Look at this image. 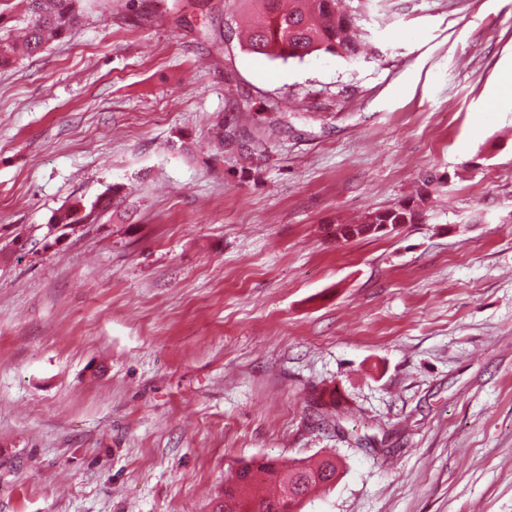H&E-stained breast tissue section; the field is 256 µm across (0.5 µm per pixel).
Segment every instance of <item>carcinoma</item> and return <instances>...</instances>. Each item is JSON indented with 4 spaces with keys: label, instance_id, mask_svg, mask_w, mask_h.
Segmentation results:
<instances>
[{
    "label": "carcinoma",
    "instance_id": "1",
    "mask_svg": "<svg viewBox=\"0 0 512 512\" xmlns=\"http://www.w3.org/2000/svg\"><path fill=\"white\" fill-rule=\"evenodd\" d=\"M265 15L266 23L246 34L244 48L251 54L269 59L302 62L312 55L329 54L348 62L356 61L362 54L361 33L355 24L359 8L341 10V0H257ZM29 21L24 35L18 40L0 39V64L18 58H33L42 53L48 39L67 38L80 26L83 0H26ZM432 180L427 179L416 196L401 200L385 209L371 210L357 224H338L333 235L343 239L377 237L376 224H421L425 204L430 199ZM113 189L91 204L74 200L59 209L52 223L68 228L74 224H92L98 210L112 205ZM317 414L325 423L339 415L340 402L335 392L323 390L313 399ZM260 465L259 477L273 481L279 494L257 497L249 487L256 478L248 477L254 465ZM336 466L322 458L313 465H300L284 472L272 458L253 460L242 465L235 477L224 485V500L216 505L217 512H301L300 500L289 495L291 488L302 483L306 491L330 485Z\"/></svg>",
    "mask_w": 512,
    "mask_h": 512
}]
</instances>
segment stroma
I'll list each match as a JSON object with an SVG mask.
<instances>
[{
	"label": "stroma",
	"instance_id": "1",
	"mask_svg": "<svg viewBox=\"0 0 512 512\" xmlns=\"http://www.w3.org/2000/svg\"><path fill=\"white\" fill-rule=\"evenodd\" d=\"M262 17L84 0L0 66V512H211L326 454L302 512H512V0H365L356 63L249 54ZM428 176L424 223L332 235ZM112 193L114 191L112 187H109L102 197L90 205L75 199L53 215L52 224H61L64 228L72 227V224H94L98 210L112 205ZM317 414L324 423H331L333 417L339 415L340 402L334 391L323 390L313 399Z\"/></svg>",
	"mask_w": 512,
	"mask_h": 512
}]
</instances>
